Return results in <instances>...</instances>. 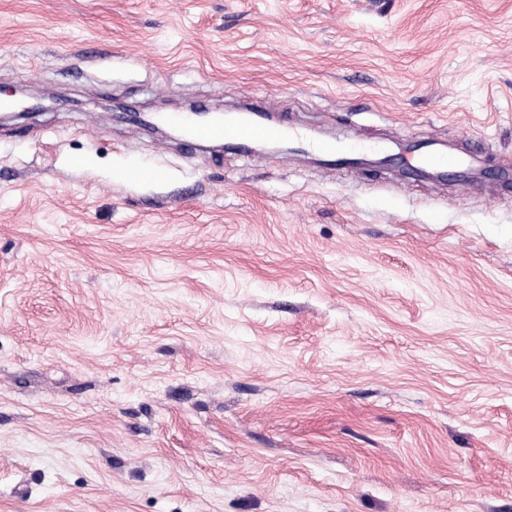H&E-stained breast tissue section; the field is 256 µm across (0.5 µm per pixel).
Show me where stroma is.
<instances>
[{
    "label": "stroma",
    "instance_id": "1",
    "mask_svg": "<svg viewBox=\"0 0 512 512\" xmlns=\"http://www.w3.org/2000/svg\"><path fill=\"white\" fill-rule=\"evenodd\" d=\"M12 87L0 512H512V0H0ZM114 99L464 175L190 149ZM407 155H402V159L408 167L414 169L426 168L441 173L448 171L450 174L461 165L459 156L435 149L433 145H428L416 156L408 157Z\"/></svg>",
    "mask_w": 512,
    "mask_h": 512
}]
</instances>
